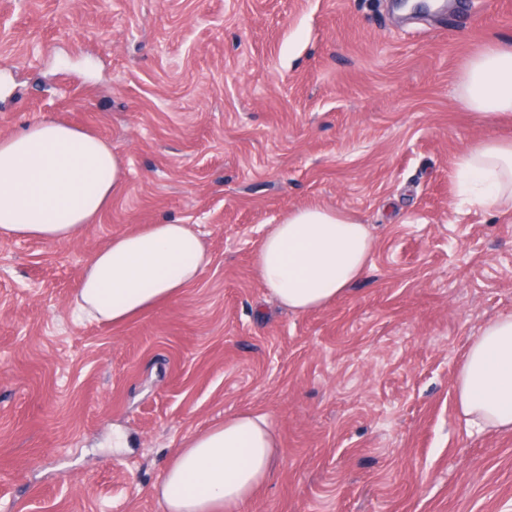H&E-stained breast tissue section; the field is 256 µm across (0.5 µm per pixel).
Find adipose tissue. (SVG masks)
I'll use <instances>...</instances> for the list:
<instances>
[{
  "mask_svg": "<svg viewBox=\"0 0 512 512\" xmlns=\"http://www.w3.org/2000/svg\"><path fill=\"white\" fill-rule=\"evenodd\" d=\"M459 103L486 116L512 113V43L473 55ZM457 166L473 184L471 206L512 211V140L469 146ZM121 186V160L104 138L54 120L0 138V237L63 242L77 237ZM374 249L365 224L336 208H292L270 225L256 250L263 287L289 311L305 314L343 295ZM210 262L188 224H147L112 238L86 265L73 318L121 326L176 298ZM469 429L512 430V314L487 321L471 340L454 382ZM280 446L265 416L241 412L187 435L153 489L163 512H245L271 476Z\"/></svg>",
  "mask_w": 512,
  "mask_h": 512,
  "instance_id": "ef3b65f1",
  "label": "adipose tissue"
}]
</instances>
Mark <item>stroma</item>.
<instances>
[{"label": "stroma", "mask_w": 512, "mask_h": 512, "mask_svg": "<svg viewBox=\"0 0 512 512\" xmlns=\"http://www.w3.org/2000/svg\"><path fill=\"white\" fill-rule=\"evenodd\" d=\"M512 40V0H0V138L47 118L99 134L123 189L62 243L0 238V512H163L183 437L243 411L278 463L248 512H512V432H467L453 383L512 313V215L462 202L457 158L512 118L457 100ZM320 204L375 240L303 315L254 253ZM191 224L211 261L119 326L74 324L92 255Z\"/></svg>", "instance_id": "1"}]
</instances>
